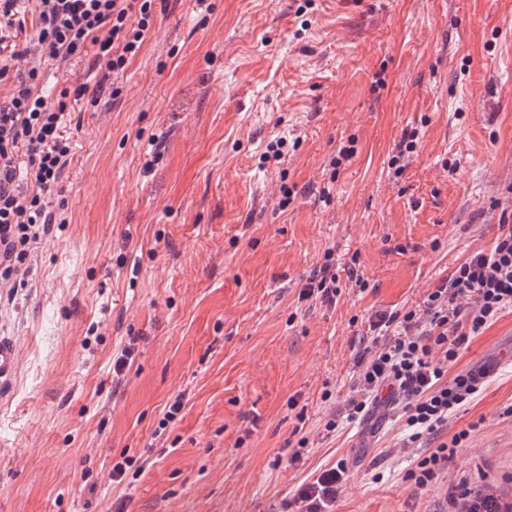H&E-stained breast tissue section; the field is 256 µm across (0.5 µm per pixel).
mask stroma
I'll use <instances>...</instances> for the list:
<instances>
[{
	"label": "stroma",
	"instance_id": "35a3bbf8",
	"mask_svg": "<svg viewBox=\"0 0 512 512\" xmlns=\"http://www.w3.org/2000/svg\"><path fill=\"white\" fill-rule=\"evenodd\" d=\"M39 67L51 102L99 77ZM115 85L69 102L54 229L0 290L21 354L0 512H294L340 462L325 512H448L465 475L512 503V310L450 366L488 376L438 436L410 440L387 405L325 428L369 318L417 307L512 211V0H154ZM328 260L340 295L303 298ZM465 428L434 487L405 480ZM124 459L140 471L113 481Z\"/></svg>",
	"mask_w": 512,
	"mask_h": 512
}]
</instances>
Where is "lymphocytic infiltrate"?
<instances>
[{"mask_svg":"<svg viewBox=\"0 0 512 512\" xmlns=\"http://www.w3.org/2000/svg\"><path fill=\"white\" fill-rule=\"evenodd\" d=\"M34 19L21 14L19 0H0V79L10 93L0 99V288L24 284L35 244L54 217L45 199L58 184L70 152L64 136L67 105L36 91L38 69L13 71L15 59L34 54L65 63L92 56L101 76L76 83L74 99L97 98L140 48L149 29L153 0H35ZM32 26L35 35L11 47L15 32ZM489 252L463 261L424 299L421 309L378 312L369 320L372 344L356 361L354 394L342 416L368 415L388 397L413 438L435 435L448 419L479 395L486 371L449 374L470 338L481 335L512 307V216H503ZM468 437L467 431L417 455L406 478L417 488L434 486ZM450 512H502L494 494L460 478Z\"/></svg>","mask_w":512,"mask_h":512,"instance_id":"lymphocytic-infiltrate-1","label":"lymphocytic infiltrate"}]
</instances>
